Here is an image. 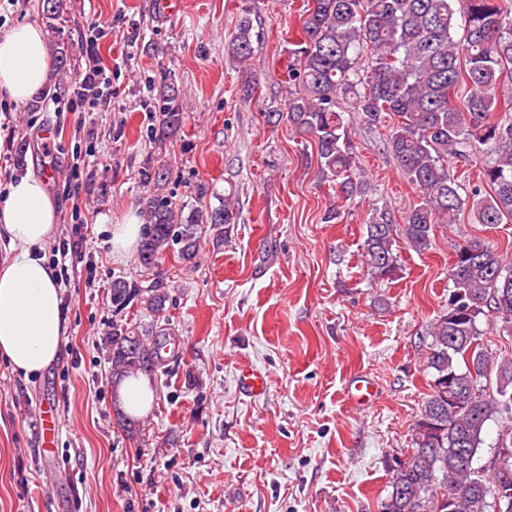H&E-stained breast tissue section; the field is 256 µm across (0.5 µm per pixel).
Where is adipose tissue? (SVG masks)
I'll return each instance as SVG.
<instances>
[{"label":"adipose tissue","mask_w":512,"mask_h":512,"mask_svg":"<svg viewBox=\"0 0 512 512\" xmlns=\"http://www.w3.org/2000/svg\"><path fill=\"white\" fill-rule=\"evenodd\" d=\"M52 66L43 29L20 23L0 34V97H32ZM58 209L43 177L13 179L0 197V357L13 371L40 373L61 353L64 318L58 276L41 251L55 237Z\"/></svg>","instance_id":"obj_1"}]
</instances>
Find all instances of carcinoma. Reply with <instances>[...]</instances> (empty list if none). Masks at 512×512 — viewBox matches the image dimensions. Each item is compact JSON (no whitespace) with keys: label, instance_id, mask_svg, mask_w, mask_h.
I'll return each mask as SVG.
<instances>
[{"label":"carcinoma","instance_id":"1","mask_svg":"<svg viewBox=\"0 0 512 512\" xmlns=\"http://www.w3.org/2000/svg\"><path fill=\"white\" fill-rule=\"evenodd\" d=\"M301 16L304 39L292 51L284 107L264 113L266 123L282 121L316 147L321 178L348 201L364 193L351 131L341 101L374 127L384 112L398 117L388 143L402 175L420 193L406 223L381 214L366 225L363 265L373 282L403 275L398 248L418 253L432 247L436 227L454 224L469 212L477 224H512V117H497L504 84L512 85V13L503 0H311ZM463 24H458V21ZM463 37L455 38L457 28ZM252 25L240 18L228 48L232 60L249 70ZM467 94L453 99L460 84ZM155 140L178 134L185 112L178 90L166 87L157 102ZM486 147L487 159L470 193L451 179L448 157L468 160ZM143 238L137 261L158 267L168 253L196 258L200 226L218 229L237 223L231 200L183 215L171 197L143 198ZM448 308L427 328L431 392L412 427L411 455L399 469L388 468L387 495L379 512H512V456L501 471L499 451L512 448V357L495 361L484 343L488 331L512 338V261L478 239L451 244ZM169 296L163 283L143 288L122 276L112 279V305H137L160 316ZM165 333L112 325L106 339L112 379L158 375ZM494 455L474 467L489 423L503 416Z\"/></svg>","mask_w":512,"mask_h":512}]
</instances>
